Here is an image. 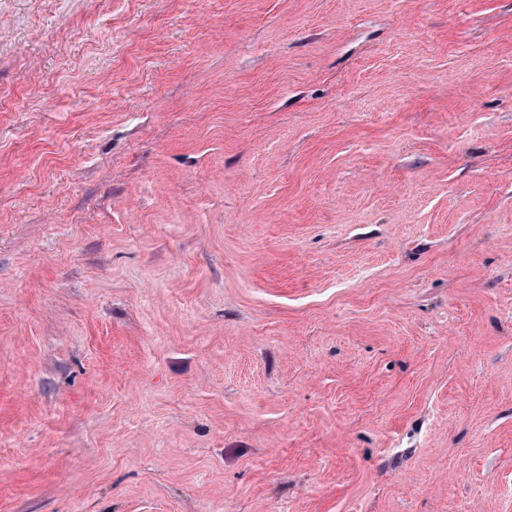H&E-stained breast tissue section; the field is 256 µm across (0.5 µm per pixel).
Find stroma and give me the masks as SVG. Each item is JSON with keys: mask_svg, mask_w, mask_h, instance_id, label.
Here are the masks:
<instances>
[{"mask_svg": "<svg viewBox=\"0 0 512 512\" xmlns=\"http://www.w3.org/2000/svg\"><path fill=\"white\" fill-rule=\"evenodd\" d=\"M0 512H512V0H0Z\"/></svg>", "mask_w": 512, "mask_h": 512, "instance_id": "1", "label": "stroma"}]
</instances>
